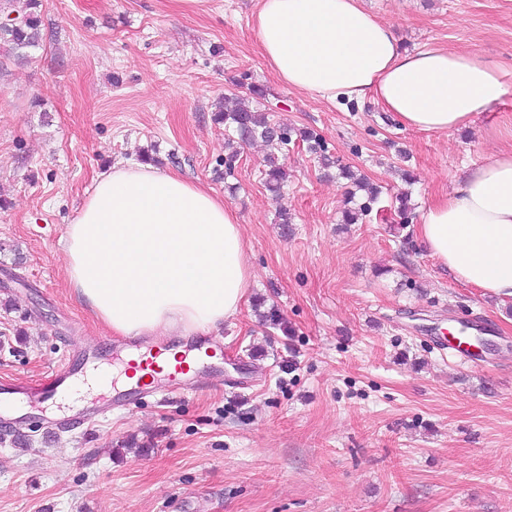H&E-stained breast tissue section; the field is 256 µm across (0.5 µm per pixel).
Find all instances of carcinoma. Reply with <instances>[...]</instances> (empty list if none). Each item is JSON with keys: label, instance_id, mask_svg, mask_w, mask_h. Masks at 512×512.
Here are the masks:
<instances>
[{"label": "carcinoma", "instance_id": "1", "mask_svg": "<svg viewBox=\"0 0 512 512\" xmlns=\"http://www.w3.org/2000/svg\"><path fill=\"white\" fill-rule=\"evenodd\" d=\"M7 2L11 12L17 14V22L0 27V55L5 58H23L27 49L37 47L42 40L40 17L42 0H7ZM215 120L232 128L243 142L259 138L274 149V152L265 160L264 184L267 190L273 193L281 192L283 164L280 163L275 151L291 139L288 128L270 122L267 117L243 102L232 109L217 112ZM299 137L307 143L310 152L320 155L323 167L336 166L342 177L354 178L350 167L337 165V161L325 153L320 138L306 131L301 132Z\"/></svg>", "mask_w": 512, "mask_h": 512}]
</instances>
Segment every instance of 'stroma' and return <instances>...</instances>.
<instances>
[{"instance_id":"obj_1","label":"stroma","mask_w":512,"mask_h":512,"mask_svg":"<svg viewBox=\"0 0 512 512\" xmlns=\"http://www.w3.org/2000/svg\"><path fill=\"white\" fill-rule=\"evenodd\" d=\"M363 5L404 49L499 63L508 93L452 134L421 132L372 101L331 104L279 81L258 0H210L200 14L169 0H42L40 46L0 66V385L34 386L99 344L116 350L91 370L125 366L123 337L70 287L64 253L67 224L112 165L148 153L222 197L253 283L212 333L232 386L207 375L88 432L53 421L110 390L17 399L29 418L0 429V512H512V298L454 280L416 223L470 168L512 150V0ZM231 93L319 134L378 187L362 223L343 212L364 191L299 139L282 150L281 196L267 191L266 147L230 151L231 129L214 120ZM475 322L492 329L491 363L434 350Z\"/></svg>"}]
</instances>
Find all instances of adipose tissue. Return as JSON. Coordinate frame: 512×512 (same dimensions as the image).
<instances>
[{"label": "adipose tissue", "mask_w": 512, "mask_h": 512, "mask_svg": "<svg viewBox=\"0 0 512 512\" xmlns=\"http://www.w3.org/2000/svg\"><path fill=\"white\" fill-rule=\"evenodd\" d=\"M261 52L297 92L372 99L404 127L452 133L508 91L476 52L401 48L360 0H261ZM418 237L464 284L512 297V151L427 205ZM70 285L121 336H186L236 316L251 285L246 243L223 198L174 172L99 174L65 233Z\"/></svg>", "instance_id": "1"}]
</instances>
